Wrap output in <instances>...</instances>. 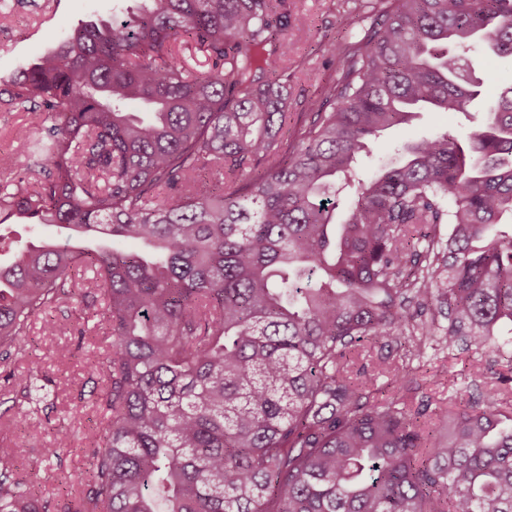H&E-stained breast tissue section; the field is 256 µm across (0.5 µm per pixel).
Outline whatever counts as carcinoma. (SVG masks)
<instances>
[{
    "instance_id": "carcinoma-1",
    "label": "carcinoma",
    "mask_w": 512,
    "mask_h": 512,
    "mask_svg": "<svg viewBox=\"0 0 512 512\" xmlns=\"http://www.w3.org/2000/svg\"><path fill=\"white\" fill-rule=\"evenodd\" d=\"M281 2L142 0L0 83L1 108L49 121L18 131L33 181L0 185V224L97 240L0 266V358L76 297L106 326L80 512H512V368L446 434L411 359L388 366L391 399L351 370L376 337L418 355L442 319L450 350L512 331V84L468 140L409 141L357 177L381 132L482 94L466 54L512 58V0H380L291 144ZM42 379L28 361L15 400ZM23 452L0 456V512H45Z\"/></svg>"
}]
</instances>
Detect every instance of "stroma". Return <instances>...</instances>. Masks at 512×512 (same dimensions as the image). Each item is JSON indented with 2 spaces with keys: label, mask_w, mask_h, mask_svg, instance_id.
Wrapping results in <instances>:
<instances>
[{
  "label": "stroma",
  "mask_w": 512,
  "mask_h": 512,
  "mask_svg": "<svg viewBox=\"0 0 512 512\" xmlns=\"http://www.w3.org/2000/svg\"><path fill=\"white\" fill-rule=\"evenodd\" d=\"M136 5L137 0H9L8 9L0 12V80L11 79L21 65L59 46L72 28L125 15ZM288 17L292 57L300 62L288 105L298 113L307 111L310 99L338 77L337 61L331 47L322 46L323 37L355 40L369 23V11L343 5L341 0H288ZM482 107V102H474L466 116L418 113L411 128L386 135L383 148L372 155V165L392 160L395 148L410 139L439 132L466 138L481 121ZM40 122L39 116L20 108L0 111V159L6 161L0 166V180H13L27 162L16 130L34 129ZM64 237V230L53 225L7 221L0 225V264L10 263L21 247ZM78 326L75 317L52 311L36 320L26 337V355L40 360L47 379L38 412L15 406L10 384L0 380V454L24 446L25 456L14 461L16 471L28 488L41 489L47 496L57 487L81 482L86 450L100 421L96 402L103 382L96 366L110 340L94 331L78 337ZM509 364L512 346L503 347L501 338L483 349L450 351L436 334L424 348L417 382L420 392L430 396L432 410L442 415L449 405L474 394V379ZM60 425L71 431L72 445L60 449L58 458L44 460L42 448Z\"/></svg>",
  "instance_id": "35a3bbf8"
}]
</instances>
